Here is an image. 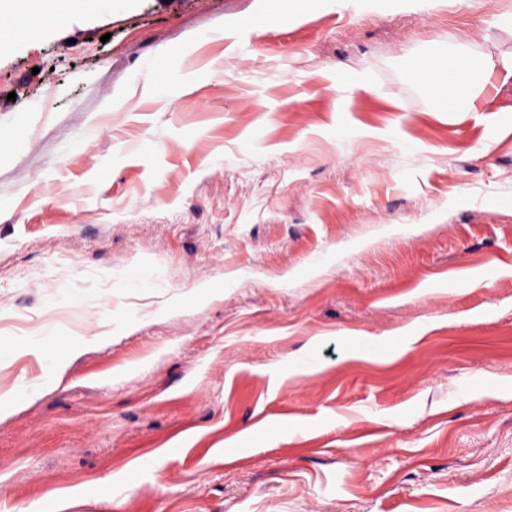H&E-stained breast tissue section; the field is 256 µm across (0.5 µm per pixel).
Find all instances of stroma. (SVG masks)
Masks as SVG:
<instances>
[{
    "mask_svg": "<svg viewBox=\"0 0 512 512\" xmlns=\"http://www.w3.org/2000/svg\"><path fill=\"white\" fill-rule=\"evenodd\" d=\"M508 12L100 0L15 38L0 512H512V79L450 112L403 74L511 54Z\"/></svg>",
    "mask_w": 512,
    "mask_h": 512,
    "instance_id": "stroma-1",
    "label": "stroma"
}]
</instances>
